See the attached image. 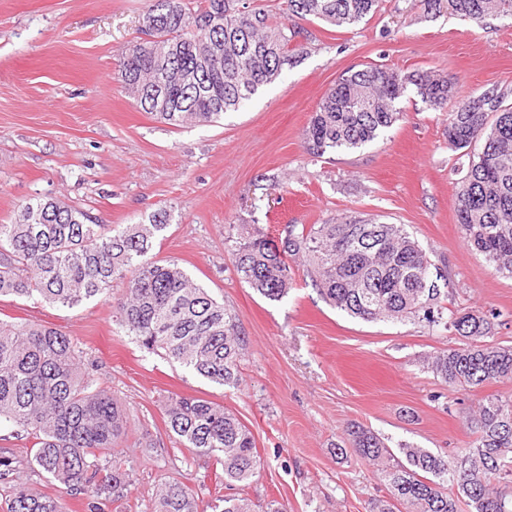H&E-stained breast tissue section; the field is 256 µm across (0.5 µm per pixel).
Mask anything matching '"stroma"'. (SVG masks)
<instances>
[{
    "instance_id": "stroma-1",
    "label": "stroma",
    "mask_w": 512,
    "mask_h": 512,
    "mask_svg": "<svg viewBox=\"0 0 512 512\" xmlns=\"http://www.w3.org/2000/svg\"><path fill=\"white\" fill-rule=\"evenodd\" d=\"M148 0H0V224L51 196L104 224L166 215L156 258L175 259L235 314L246 342L241 383L223 387L125 336L113 318L124 291L67 308L0 299V318L61 330L98 367L127 408L129 430L112 453L132 461L133 482L107 512H152L160 484L193 489L201 512L217 496L208 458L176 442L163 411L172 395L224 405L251 430L260 459L244 489L256 507L368 512L384 487L351 447L358 425L390 448L407 443L453 456L474 434L463 413L512 382L477 390L441 383L423 358L460 342L424 321L367 322L331 306L302 259L288 257L292 287L270 301L239 282L227 249L251 225L278 239L285 225L361 214L404 225L439 273L443 304L493 311L490 343L512 346V278L466 246L456 221L461 173L446 113L416 93L403 117L369 145L311 154L304 133L318 102L346 70L382 65L436 71L464 101L495 86L512 98V21L426 12L421 0H381L351 28L304 21L307 50L219 123L176 128L141 111L117 79L139 41Z\"/></svg>"
}]
</instances>
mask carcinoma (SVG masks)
<instances>
[{"label": "carcinoma", "mask_w": 512, "mask_h": 512, "mask_svg": "<svg viewBox=\"0 0 512 512\" xmlns=\"http://www.w3.org/2000/svg\"><path fill=\"white\" fill-rule=\"evenodd\" d=\"M191 10L169 0L163 10L149 0L142 27L156 41H138L119 64V81L138 107L151 90L156 59L175 73L165 97L149 113L174 127L216 123L259 89L274 82L304 31L293 19L330 26L354 25L379 0H286L288 22L274 24L247 0H205ZM480 21L512 19V0H427V7ZM415 89L433 110L450 109L449 146L467 158L457 193V221L466 244L501 274L512 276V103L496 88L451 103L454 87L435 72L402 74L381 66L344 72L322 97L305 139L319 155L353 151L377 139L403 117L397 101ZM166 217L149 224L96 223L88 213L52 197L22 205L0 224V297H38L73 307L125 289L113 308L125 335L150 352L224 387L240 383L246 344L224 303L176 260H157L154 241ZM274 241L242 227L229 251L240 282L270 301L291 288L284 255L302 257L320 294L335 308L365 321L423 319L461 338L437 350L424 368L442 383L464 389L512 381V347L483 344L492 331L480 311L443 314L431 262L401 224L344 215L325 224H288ZM169 431L178 442L212 458L229 493L221 512H254L249 498L230 490L248 483L260 465L255 439L224 406L193 396L170 398ZM475 439L453 457L404 444L393 451L377 434L351 427L353 447L372 466L386 496L370 512H512V396L480 400L465 416ZM34 439L29 460L39 475L72 495L90 494L87 512H105L120 500L132 465L111 461L125 435L127 412L101 386L80 344L46 327L0 319V424ZM7 512H65L59 499L27 484L10 487ZM154 512H198L193 490L168 482L155 495Z\"/></svg>", "instance_id": "1"}]
</instances>
